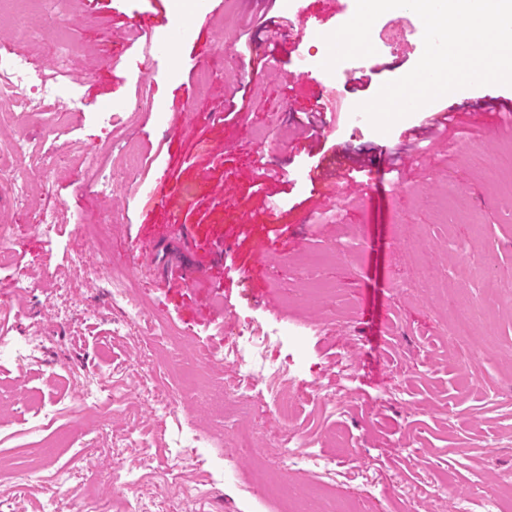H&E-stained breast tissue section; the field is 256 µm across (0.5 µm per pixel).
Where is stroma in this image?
Wrapping results in <instances>:
<instances>
[{"label": "stroma", "mask_w": 512, "mask_h": 512, "mask_svg": "<svg viewBox=\"0 0 512 512\" xmlns=\"http://www.w3.org/2000/svg\"><path fill=\"white\" fill-rule=\"evenodd\" d=\"M62 32H48L29 46L34 64L55 54L59 38L88 54L71 81L79 117H67L63 133L50 136L47 178L36 204L57 210L59 224L45 237L32 214L12 207L0 190V224L8 225L13 268L0 272V325L15 338L42 337L40 366L26 387L59 411L53 426L34 413L19 415L0 402V457L39 453L44 431L58 436L49 450L50 470L67 469L92 484L85 512H130L113 495L114 474L139 477L134 492L154 497L159 512H179L182 489L200 491L199 512H279L244 483L280 447L272 405L256 399L248 418L231 406L214 408L205 388L192 383L191 366L165 368L149 361L157 342L147 330L112 333L121 314L105 282L109 270L126 272L149 300L153 317L176 326L180 347L202 344L224 350V323L254 321L304 326L302 367L289 391L300 407L297 422L315 453L338 456L340 472L330 489L306 474L291 483L315 496L351 500L355 512H401L403 486L427 477L447 484L456 497L480 485L484 498L501 491L512 475V192L488 171L512 156V130L499 113L464 112L440 134L406 139L425 120L413 113L388 132L375 130L358 104L418 62L379 70L365 91L353 74L304 75L303 61L285 54L278 67L259 66L268 49L266 28L285 25L289 0H224L212 14L208 0H53ZM147 10L160 27L178 14L196 22L174 54L142 50L131 37V17ZM151 80V106L138 98L141 75ZM126 104L114 124L103 121L104 102ZM335 106L329 128L316 138L301 134L310 109ZM180 137L170 138L173 127ZM132 144L143 164L124 191L100 194L99 184L120 166V149ZM360 148L373 157L360 179L348 174L317 180L324 159ZM124 221L112 223L113 210ZM347 242L360 252L353 261L335 255ZM235 259H213L216 244ZM429 264L455 303L473 315L478 335L494 347L479 363L492 384L488 393L461 391V370L448 362L454 341L436 291L412 293L419 264ZM204 269L187 286L178 266ZM28 280L18 293L14 281ZM72 290L57 295L54 284ZM69 306L56 321L51 305ZM94 309L95 320L84 316ZM355 377L338 369L343 354ZM104 375L123 400L113 406L86 403L73 382L87 368ZM163 379L177 400L176 414L205 431L250 430L251 455L234 466L239 481L222 480L213 462L174 464L168 447L171 419L153 413L137 389ZM348 389L350 406L330 414L312 401L314 387ZM343 428L347 448L330 434ZM127 441L122 459L100 446ZM12 512H68L69 495L53 481L19 488L0 477V499Z\"/></svg>", "instance_id": "35a3bbf8"}]
</instances>
